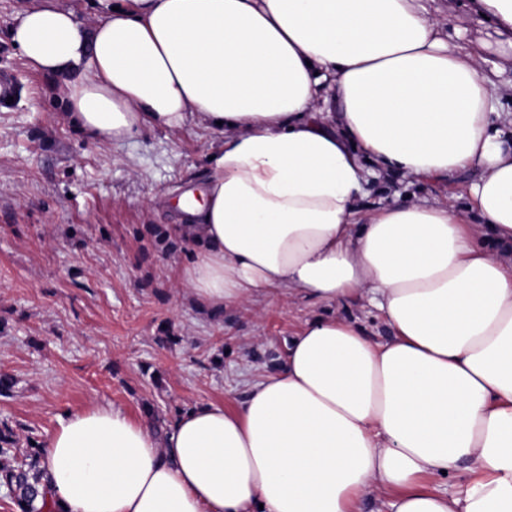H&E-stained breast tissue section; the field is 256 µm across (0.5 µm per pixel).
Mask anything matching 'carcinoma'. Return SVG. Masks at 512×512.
I'll return each instance as SVG.
<instances>
[{
	"label": "carcinoma",
	"mask_w": 512,
	"mask_h": 512,
	"mask_svg": "<svg viewBox=\"0 0 512 512\" xmlns=\"http://www.w3.org/2000/svg\"><path fill=\"white\" fill-rule=\"evenodd\" d=\"M16 443L13 433L0 432V484L13 494L20 512H44V507L36 506L37 499L45 497L44 475L38 461L41 444L27 440L28 451L19 457L14 452Z\"/></svg>",
	"instance_id": "carcinoma-1"
}]
</instances>
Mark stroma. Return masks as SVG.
<instances>
[{
    "label": "stroma",
    "instance_id": "stroma-1",
    "mask_svg": "<svg viewBox=\"0 0 512 512\" xmlns=\"http://www.w3.org/2000/svg\"><path fill=\"white\" fill-rule=\"evenodd\" d=\"M73 10L85 24L96 0H0V70L18 81L0 110V428L46 441L60 417L98 404L133 420L145 406L163 419L198 403L235 409L246 378L273 369L311 313L281 296L258 309L210 316L177 274L193 248L174 231L177 207L198 190L219 130L144 129L119 143L91 140L66 120L56 81L32 69L8 30L34 5ZM448 39L479 52L502 112L512 113V36L473 0H438ZM476 171L442 183L387 173L366 186V205L441 203Z\"/></svg>",
    "mask_w": 512,
    "mask_h": 512
}]
</instances>
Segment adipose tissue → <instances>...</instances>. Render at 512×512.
Returning a JSON list of instances; mask_svg holds the SVG:
<instances>
[{
  "label": "adipose tissue",
  "instance_id": "obj_1",
  "mask_svg": "<svg viewBox=\"0 0 512 512\" xmlns=\"http://www.w3.org/2000/svg\"><path fill=\"white\" fill-rule=\"evenodd\" d=\"M113 3L90 26L26 9L10 38L93 140L221 128L178 202L201 308L327 312L234 410L158 433L110 404L62 416L39 457L53 512H364L379 491L390 512H512V146L479 54L429 0ZM471 169L460 207L360 203L372 170ZM367 295L387 336L337 311Z\"/></svg>",
  "mask_w": 512,
  "mask_h": 512
}]
</instances>
